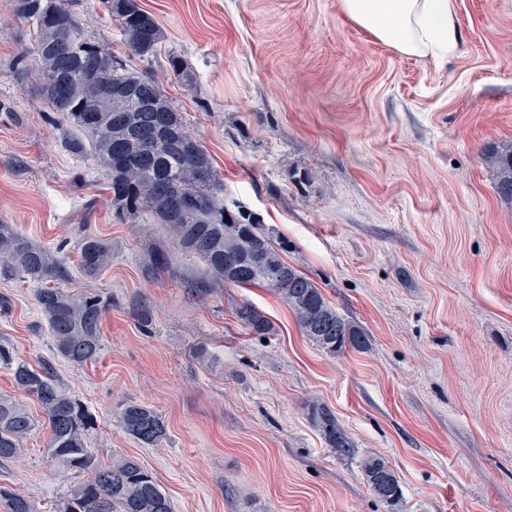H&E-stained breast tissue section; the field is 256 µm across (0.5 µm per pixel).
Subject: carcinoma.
Returning a JSON list of instances; mask_svg holds the SVG:
<instances>
[{"mask_svg": "<svg viewBox=\"0 0 512 512\" xmlns=\"http://www.w3.org/2000/svg\"><path fill=\"white\" fill-rule=\"evenodd\" d=\"M106 3L129 50L141 57L155 54L163 33L140 0ZM12 6L17 17L35 28L29 53L44 76L40 95L49 108L91 136L96 165L111 189L112 207L132 221L145 217L165 225L180 253L203 262L204 274L193 283L196 294L206 296L216 285L269 288L288 305L302 334L325 353L334 356L347 349L369 348L366 332L341 316L321 290L288 263V239L274 233L245 206L224 200V184L210 155L189 132L183 113L156 81L128 70L88 39L68 0H12ZM65 33L72 38L66 62L53 51ZM91 58L101 59V80L126 88L123 97L110 98L101 84L84 78L86 61ZM169 66L184 85L194 83L193 72L179 59L170 58ZM63 67L69 79L66 101L61 103L45 92V87ZM144 94L155 113L163 117L150 151L139 135L148 116L140 111ZM492 163L498 195L512 201V147L495 154ZM189 191L199 196L200 205L181 215L176 212L175 201ZM111 261L109 242L93 236L81 240L80 268L85 276H98ZM0 274L39 285L36 301L57 356L78 366L98 357L107 299L92 288L79 294L64 289L72 280V270L63 257L33 242L16 225L0 223ZM235 315L251 335L273 334L270 319L252 304L237 305ZM0 365L11 371L15 385L40 406L50 434L48 457L64 469L89 475V479L70 486L59 512H173L165 489L137 459L115 457L104 464L95 456L87 440L96 427V418L60 384L51 363L33 368L0 344ZM306 409L331 452L344 458L355 455L352 440L329 408L313 402ZM115 418L125 433L146 446H155L167 437L162 416L147 405L122 404ZM36 426L37 420L26 406L0 395V460L15 458ZM362 471L370 490L389 512H402L403 492L388 462L367 457ZM0 499L7 502L9 512H35L30 499L6 488H0Z\"/></svg>", "mask_w": 512, "mask_h": 512, "instance_id": "obj_1", "label": "carcinoma"}]
</instances>
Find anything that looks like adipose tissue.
I'll return each mask as SVG.
<instances>
[{"label":"adipose tissue","instance_id":"1","mask_svg":"<svg viewBox=\"0 0 512 512\" xmlns=\"http://www.w3.org/2000/svg\"><path fill=\"white\" fill-rule=\"evenodd\" d=\"M360 28L396 53L423 56L458 39L453 0H340Z\"/></svg>","mask_w":512,"mask_h":512}]
</instances>
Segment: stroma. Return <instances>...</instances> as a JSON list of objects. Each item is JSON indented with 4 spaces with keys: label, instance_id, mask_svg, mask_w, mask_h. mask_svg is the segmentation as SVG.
<instances>
[{
    "label": "stroma",
    "instance_id": "obj_1",
    "mask_svg": "<svg viewBox=\"0 0 512 512\" xmlns=\"http://www.w3.org/2000/svg\"><path fill=\"white\" fill-rule=\"evenodd\" d=\"M70 5L91 41L172 98L225 199L288 238V262L370 338L332 356L269 289L192 296L201 261L163 225L116 216L90 151L72 148L85 134L38 93L32 25L0 0V222L73 265L68 290L110 300L102 350L78 366L55 358L36 284L0 278V344L53 362L97 419L101 461L136 458L174 512H387L363 477L368 456L393 468L406 512H512V203L489 160L512 145V0H454V51L424 57L377 41L339 0H141L164 32L149 58L127 48L105 0ZM88 234L112 244L94 279L76 269ZM161 252L172 263L157 271ZM242 301L273 336L247 334ZM126 402L161 414L166 439L127 435L114 418ZM311 402L333 411L354 457L330 451ZM48 440L38 426L0 462V487L36 512H57L81 480Z\"/></svg>",
    "mask_w": 512,
    "mask_h": 512
}]
</instances>
